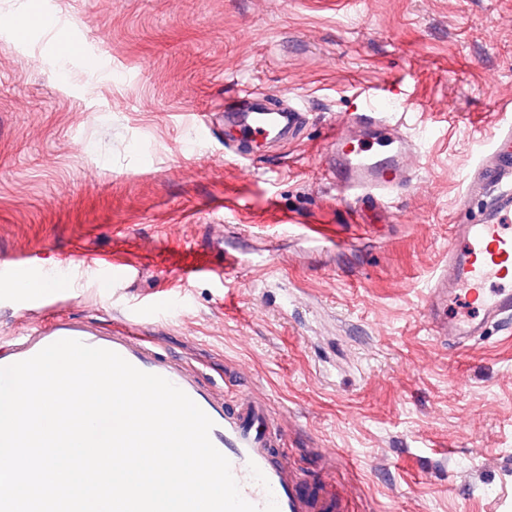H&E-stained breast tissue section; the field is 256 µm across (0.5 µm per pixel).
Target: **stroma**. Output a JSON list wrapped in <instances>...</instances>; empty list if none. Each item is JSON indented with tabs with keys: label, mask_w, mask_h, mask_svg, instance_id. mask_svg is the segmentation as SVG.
Segmentation results:
<instances>
[{
	"label": "stroma",
	"mask_w": 512,
	"mask_h": 512,
	"mask_svg": "<svg viewBox=\"0 0 512 512\" xmlns=\"http://www.w3.org/2000/svg\"><path fill=\"white\" fill-rule=\"evenodd\" d=\"M78 39L111 74L61 55ZM389 83L422 138L417 177L360 223L316 167L354 92ZM247 92L306 126L226 155L224 100ZM508 101L512 0H0V264L65 268L58 312L103 326L179 295L143 335L265 403L336 512H512V323L452 351L425 317ZM228 254L244 263L227 280L179 276ZM107 259L135 277L102 287ZM41 318L0 290V338Z\"/></svg>",
	"instance_id": "obj_1"
}]
</instances>
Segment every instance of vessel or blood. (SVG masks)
Listing matches in <instances>:
<instances>
[{
    "label": "vessel or blood",
    "instance_id": "b4317fda",
    "mask_svg": "<svg viewBox=\"0 0 512 512\" xmlns=\"http://www.w3.org/2000/svg\"><path fill=\"white\" fill-rule=\"evenodd\" d=\"M91 73L105 66L102 54L83 41L62 50ZM356 109L342 118L331 138L333 150L320 160L319 173L333 185L339 199L350 204L368 203L387 209L392 197L411 186L416 149L395 111L407 104L394 89L355 97ZM228 121L243 142L260 143L284 139L304 120L299 110L270 108L257 103H224ZM466 199L481 203L478 216L450 228L448 251L433 277L426 298V318L441 343L463 346L484 336L491 324L512 319V115L501 119L495 134L480 150L465 188ZM40 271L26 261L0 266V282L12 287L26 303L40 306L46 318L36 327L0 338V367L31 358L61 339H76L87 345L121 355L137 369L168 379L183 390L213 421L210 439L230 462L245 500L265 508L276 500L279 512H334V502L300 486L298 477L278 453L280 437L269 426L261 404L248 393L225 400L204 372L186 359L160 352L140 336L136 315L117 327L106 328L82 316H57L54 307L35 283ZM464 300L477 312L473 319H449V301ZM265 476L257 482L250 465Z\"/></svg>",
    "mask_w": 512,
    "mask_h": 512
}]
</instances>
